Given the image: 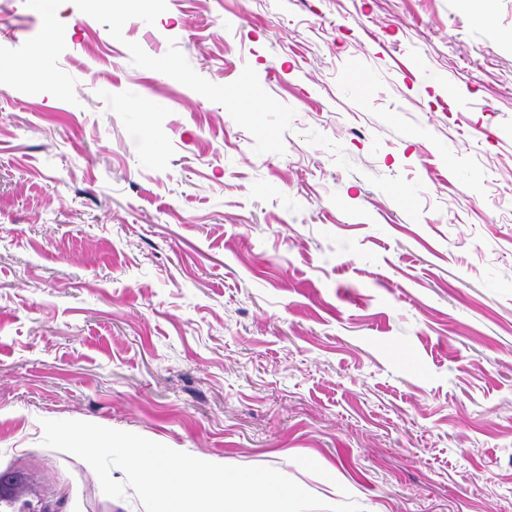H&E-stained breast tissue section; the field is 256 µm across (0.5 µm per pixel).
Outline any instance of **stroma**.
<instances>
[{
    "label": "stroma",
    "instance_id": "stroma-1",
    "mask_svg": "<svg viewBox=\"0 0 512 512\" xmlns=\"http://www.w3.org/2000/svg\"><path fill=\"white\" fill-rule=\"evenodd\" d=\"M57 17L76 103L0 85V474L144 512L43 445L79 420L365 512H512V0H167L120 41ZM40 28L0 0V46ZM130 41L251 66L284 154Z\"/></svg>",
    "mask_w": 512,
    "mask_h": 512
}]
</instances>
